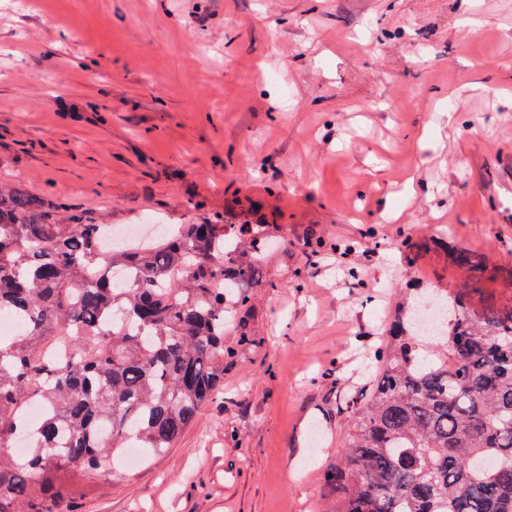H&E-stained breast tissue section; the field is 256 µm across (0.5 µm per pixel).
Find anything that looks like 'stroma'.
Here are the masks:
<instances>
[{
    "label": "stroma",
    "instance_id": "obj_1",
    "mask_svg": "<svg viewBox=\"0 0 512 512\" xmlns=\"http://www.w3.org/2000/svg\"><path fill=\"white\" fill-rule=\"evenodd\" d=\"M1 174L116 229L255 202L277 241L223 396L69 512H323L405 289L512 242V0H0Z\"/></svg>",
    "mask_w": 512,
    "mask_h": 512
}]
</instances>
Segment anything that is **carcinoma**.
Segmentation results:
<instances>
[{"label": "carcinoma", "mask_w": 512, "mask_h": 512, "mask_svg": "<svg viewBox=\"0 0 512 512\" xmlns=\"http://www.w3.org/2000/svg\"><path fill=\"white\" fill-rule=\"evenodd\" d=\"M110 225L0 181V512H68L64 478L106 476L125 448L173 446L224 394V319L251 300L263 224H180L110 246ZM465 273L448 323L421 335L409 290L375 354L376 383L343 454L322 471L326 512H512V300L473 309L504 262L450 250ZM136 280L112 284V270ZM126 326H108L115 314ZM46 412L24 455L20 411Z\"/></svg>", "instance_id": "obj_1"}]
</instances>
